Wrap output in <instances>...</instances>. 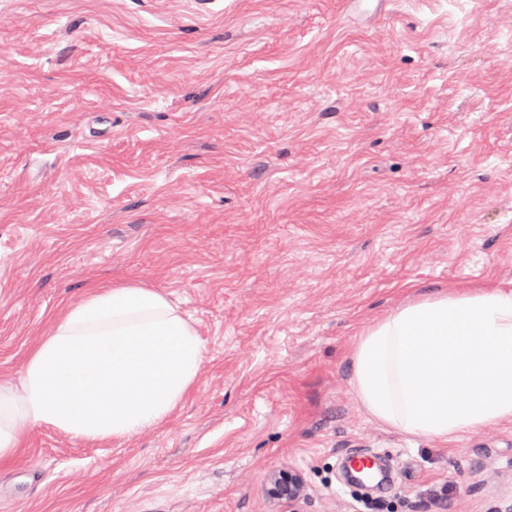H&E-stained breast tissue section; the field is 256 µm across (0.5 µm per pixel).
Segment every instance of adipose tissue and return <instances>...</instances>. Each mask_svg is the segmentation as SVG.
<instances>
[{
	"label": "adipose tissue",
	"mask_w": 512,
	"mask_h": 512,
	"mask_svg": "<svg viewBox=\"0 0 512 512\" xmlns=\"http://www.w3.org/2000/svg\"><path fill=\"white\" fill-rule=\"evenodd\" d=\"M205 344L168 295L140 283H87L0 378V464L33 427L88 442L167 422L194 392ZM350 385L383 427L448 441L512 423V289L495 282L413 290L359 334Z\"/></svg>",
	"instance_id": "1"
}]
</instances>
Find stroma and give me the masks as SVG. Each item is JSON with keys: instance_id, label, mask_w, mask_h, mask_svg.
Returning a JSON list of instances; mask_svg holds the SVG:
<instances>
[{"instance_id": "stroma-1", "label": "stroma", "mask_w": 512, "mask_h": 512, "mask_svg": "<svg viewBox=\"0 0 512 512\" xmlns=\"http://www.w3.org/2000/svg\"><path fill=\"white\" fill-rule=\"evenodd\" d=\"M115 280L192 316L196 389L128 440L34 428L0 512H274L282 465L304 512L512 500V424L412 438L349 384L407 286L512 282V0H0V377ZM304 475L288 466L269 471L265 477L263 492L278 512H301L306 499Z\"/></svg>"}]
</instances>
